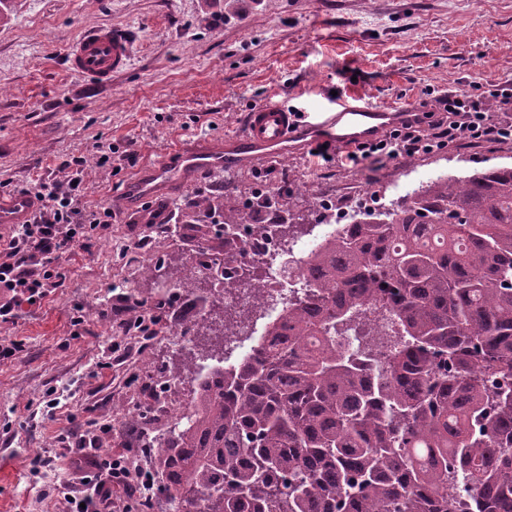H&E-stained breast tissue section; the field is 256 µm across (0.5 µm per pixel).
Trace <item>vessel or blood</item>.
Here are the masks:
<instances>
[{"label":"vessel or blood","mask_w":512,"mask_h":512,"mask_svg":"<svg viewBox=\"0 0 512 512\" xmlns=\"http://www.w3.org/2000/svg\"><path fill=\"white\" fill-rule=\"evenodd\" d=\"M70 69L98 84L111 83L113 75L130 64V36L126 31L100 27L72 42L67 50ZM415 104L381 106L351 91L337 96L330 107L295 117L285 102L270 100L247 117L241 134L221 142L203 141L165 153L148 170L134 178L127 192L114 199L120 210L135 211L142 201L175 193L198 173L230 172L260 159L306 153L315 139L328 140L335 151L346 154L359 142L380 137L392 126L411 118ZM36 205L30 196L0 202V227L25 223Z\"/></svg>","instance_id":"vessel-or-blood-1"}]
</instances>
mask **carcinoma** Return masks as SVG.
<instances>
[{"mask_svg":"<svg viewBox=\"0 0 512 512\" xmlns=\"http://www.w3.org/2000/svg\"><path fill=\"white\" fill-rule=\"evenodd\" d=\"M291 223H255L290 235ZM208 208L247 224L235 202ZM159 260L169 288L209 283L221 238ZM308 301L196 385L158 444L177 512H512V166L440 175L385 217L367 209L311 253ZM249 318L224 310L228 336Z\"/></svg>","mask_w":512,"mask_h":512,"instance_id":"carcinoma-1","label":"carcinoma"}]
</instances>
